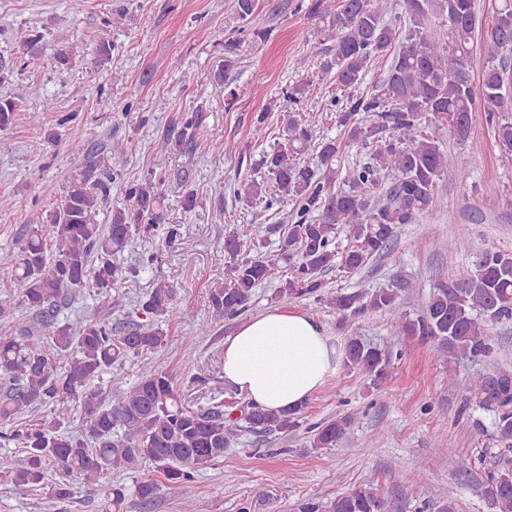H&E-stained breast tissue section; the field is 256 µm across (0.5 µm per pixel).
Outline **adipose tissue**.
<instances>
[{
	"mask_svg": "<svg viewBox=\"0 0 512 512\" xmlns=\"http://www.w3.org/2000/svg\"><path fill=\"white\" fill-rule=\"evenodd\" d=\"M343 342L312 316L277 306L242 321L224 339V378L251 407L293 413L340 371Z\"/></svg>",
	"mask_w": 512,
	"mask_h": 512,
	"instance_id": "ef3b65f1",
	"label": "adipose tissue"
}]
</instances>
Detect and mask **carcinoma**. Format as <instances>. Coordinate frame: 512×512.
<instances>
[{"instance_id": "cac0c4a2", "label": "carcinoma", "mask_w": 512, "mask_h": 512, "mask_svg": "<svg viewBox=\"0 0 512 512\" xmlns=\"http://www.w3.org/2000/svg\"><path fill=\"white\" fill-rule=\"evenodd\" d=\"M389 0H310L308 14L327 23L332 54L320 63L346 91L361 84L371 62L390 59L385 75L370 92L342 99L336 121L344 144L371 149L369 161L337 167L341 143L315 142L323 125L321 112L297 109L310 82L288 89L281 105L288 142L266 153V184L252 183L247 191L255 205L267 211L291 202L288 232L279 237L278 254L264 247L262 225L249 244L236 234L224 239L226 284L211 293L212 319L244 313L254 289L278 282L274 299L286 305L299 298L327 304L346 319L347 313L371 309L387 313L400 335L436 340L450 356L488 357L494 351L490 325L512 321V253L487 249L476 257L473 269L460 279L435 284L417 315L402 307L401 286L368 291L327 287L325 275L338 268L355 274L371 260L386 258L403 263L392 245L399 226L417 224L444 205L437 180L448 170L459 181L470 173L434 135L421 127L425 113L448 120L457 139H470L472 112L482 101L486 121L494 131L501 158L512 163V0H499L491 19L479 20L476 0H403L404 19L387 24L382 16ZM41 38L20 33V57L34 58ZM483 45L487 62L474 78L472 59ZM95 64L112 62L107 32L98 37ZM18 102L0 97V126L12 123ZM265 112L252 123V138L262 143L271 131ZM205 135L198 118L186 119L180 131L160 136L157 148L165 152ZM316 151L314 166L299 163ZM343 187L335 189L336 177ZM126 204L110 209L109 189L87 162L72 171L53 210L41 224H27L19 253L0 256L10 269L9 284L0 292V320H11L15 302L33 313V323L0 331V422L14 425L4 438L25 453L9 472L10 482L24 491H46L57 500L89 488L99 496L102 512H120L126 487L112 481V472H139L145 468L162 475L135 485L140 504L148 508L162 488L181 490L184 512H195L192 483L198 473L224 457L237 435L223 406L205 410L181 403L172 376L155 366L133 385L117 387L104 400L96 381L106 373L118 377L130 355L156 353L169 343L158 319L173 309L171 290L161 282L141 297L143 321L116 325L103 319L80 327L57 319L59 304L75 302L92 290L108 294L116 285L136 276L116 258L125 251L132 233L160 221L161 194L155 179L125 185ZM110 210L109 223L98 215ZM346 231L349 245L336 250V239ZM290 264L286 270L280 261ZM347 365L378 383L388 376L400 352L379 349L351 339ZM468 399L492 413L496 467L481 484L480 495L493 512H512V368H497L470 380ZM83 411L81 434L63 430L75 406ZM51 407L48 418L29 415ZM304 412L276 414L247 408L244 420L254 432L293 433L302 427ZM350 415L331 418L307 428L310 446L334 448L352 424ZM64 476L48 481L49 466ZM300 512H387V502L372 485H362L326 503L307 501Z\"/></svg>"}]
</instances>
